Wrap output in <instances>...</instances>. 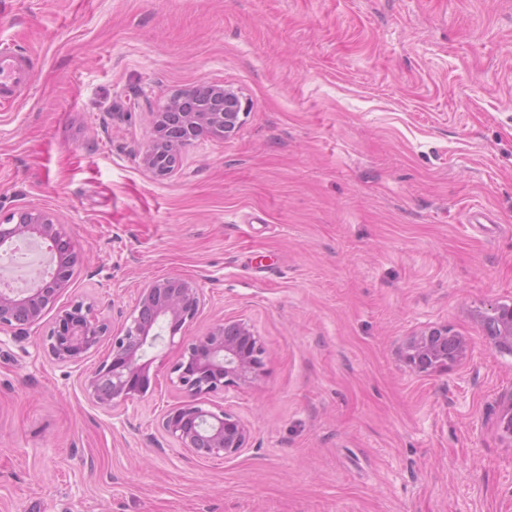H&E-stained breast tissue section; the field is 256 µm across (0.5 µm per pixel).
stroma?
I'll return each instance as SVG.
<instances>
[{"instance_id": "stroma-1", "label": "stroma", "mask_w": 512, "mask_h": 512, "mask_svg": "<svg viewBox=\"0 0 512 512\" xmlns=\"http://www.w3.org/2000/svg\"><path fill=\"white\" fill-rule=\"evenodd\" d=\"M0 43L33 60L0 110V214L65 224L57 306L117 319L178 275L206 300L185 338L242 319L265 348L210 398L248 444L209 460L159 425L178 347L124 427L83 387L108 345L50 360L49 314L0 338V512H512V355L479 323L512 305V0H0ZM199 84L244 121L155 177L153 113ZM439 324L466 356L414 373L398 345Z\"/></svg>"}]
</instances>
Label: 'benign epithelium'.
I'll return each mask as SVG.
<instances>
[{
	"label": "benign epithelium",
	"instance_id": "obj_1",
	"mask_svg": "<svg viewBox=\"0 0 512 512\" xmlns=\"http://www.w3.org/2000/svg\"><path fill=\"white\" fill-rule=\"evenodd\" d=\"M245 113L238 92L226 85L195 86L168 97L155 113L152 137L141 157L143 169L156 177L169 175L183 148L202 138L235 135ZM21 215L22 220L13 214L0 216V251H10L20 241L45 243L54 268L32 288L0 289V334L13 338L41 325L78 263L68 233L52 215L36 208H26ZM204 303L203 289L194 281L178 275L154 279L139 288L135 308L119 330L107 316H97L92 306L76 301L58 311L40 348L57 363L79 365L109 342L108 356L85 378L84 387L96 404L116 413L127 411L146 394L150 362L143 357L148 350L165 342L179 344L172 383L189 400L163 413L164 434L201 458L236 457L246 448L248 427L226 408H205L207 397L252 382L262 370L265 351L241 319L217 321L191 341L178 336ZM480 323L498 349L512 348L511 306L488 308ZM467 349L465 340L440 325L406 337L399 356L413 371L427 373L448 369ZM501 403L500 423L512 438V391L502 395Z\"/></svg>",
	"mask_w": 512,
	"mask_h": 512
}]
</instances>
